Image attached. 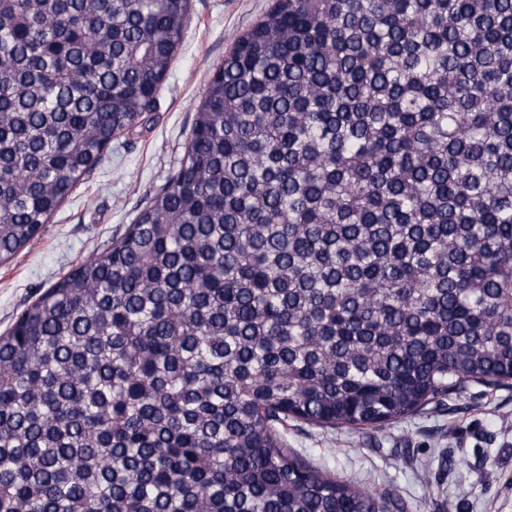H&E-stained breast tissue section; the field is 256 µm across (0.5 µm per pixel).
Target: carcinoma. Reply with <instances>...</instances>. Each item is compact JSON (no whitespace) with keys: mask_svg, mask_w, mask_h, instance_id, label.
<instances>
[{"mask_svg":"<svg viewBox=\"0 0 512 512\" xmlns=\"http://www.w3.org/2000/svg\"><path fill=\"white\" fill-rule=\"evenodd\" d=\"M190 0H0V264L153 111ZM512 387V0H275L125 233L0 335V512H393L288 447Z\"/></svg>","mask_w":512,"mask_h":512,"instance_id":"obj_1","label":"carcinoma"}]
</instances>
